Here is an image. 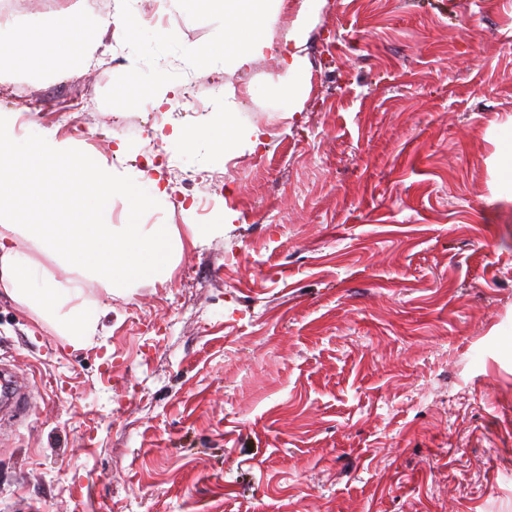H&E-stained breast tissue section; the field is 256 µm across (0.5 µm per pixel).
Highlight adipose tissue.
<instances>
[{"label": "adipose tissue", "mask_w": 512, "mask_h": 512, "mask_svg": "<svg viewBox=\"0 0 512 512\" xmlns=\"http://www.w3.org/2000/svg\"><path fill=\"white\" fill-rule=\"evenodd\" d=\"M177 6L186 14L202 7L223 12V41L191 50L190 56L205 64L220 54L225 67L237 70L263 54L267 31L284 2L178 0ZM26 44L35 48L31 62L41 65L63 59L84 63L95 51L90 24L68 7L60 9L54 33L17 29L12 38L0 37V60L18 54ZM162 194L160 187L146 188L137 174L109 177L100 162L88 155L65 156L41 143L28 153H15L9 139L0 135V288L45 320L59 324L70 345L83 347L96 333L95 311L63 310L84 293L80 270L93 269L109 284L117 279L156 280L165 277L174 247L169 224L154 225L147 233L138 224L114 229L113 200L124 199L129 212L136 213L150 209ZM21 237L37 242L45 254L67 257L77 277L58 283L49 269L17 248Z\"/></svg>", "instance_id": "obj_1"}]
</instances>
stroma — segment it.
Returning a JSON list of instances; mask_svg holds the SVG:
<instances>
[{
  "label": "stroma",
  "instance_id": "stroma-1",
  "mask_svg": "<svg viewBox=\"0 0 512 512\" xmlns=\"http://www.w3.org/2000/svg\"><path fill=\"white\" fill-rule=\"evenodd\" d=\"M301 3L238 71L188 56L223 14L171 0H140L121 65L0 63L16 153L139 173L154 141L166 195L111 220L181 240L164 279L86 277L81 349L0 289V369L34 386L25 417L0 413V512H512V0H322L296 96ZM183 68L194 127L238 104L236 150L182 148L180 117L122 93L134 71L179 96ZM76 76L94 140L52 112L17 128ZM307 15V8L300 11L299 25L290 31L288 34V42L284 44L288 58H282L289 80L294 88L299 90H302L305 72L307 70L306 59L301 55V46L303 44V34L306 29ZM288 45H290L289 49Z\"/></svg>",
  "mask_w": 512,
  "mask_h": 512
}]
</instances>
